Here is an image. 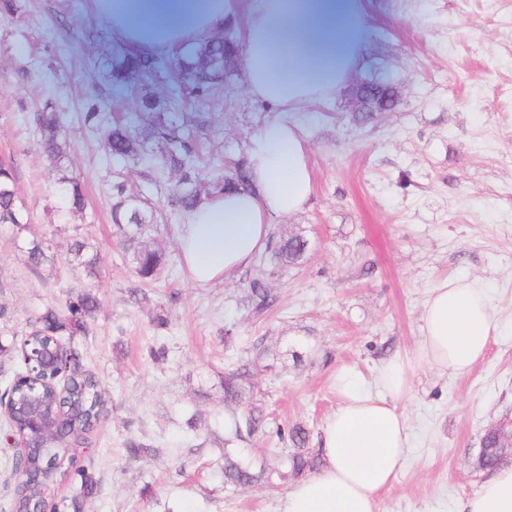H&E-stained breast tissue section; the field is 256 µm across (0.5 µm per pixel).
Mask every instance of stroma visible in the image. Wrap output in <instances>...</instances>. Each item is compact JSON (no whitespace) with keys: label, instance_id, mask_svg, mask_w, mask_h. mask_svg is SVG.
Masks as SVG:
<instances>
[{"label":"stroma","instance_id":"1","mask_svg":"<svg viewBox=\"0 0 512 512\" xmlns=\"http://www.w3.org/2000/svg\"><path fill=\"white\" fill-rule=\"evenodd\" d=\"M15 4L0 21V159L14 167L32 234L48 233L58 174L26 117L53 101L86 196L84 213L68 220L93 238L101 263L95 280L67 266L60 236L55 267L32 269L0 226V341L72 289L89 285L99 296L90 333L74 340L106 410L76 451L99 481L85 512H280L287 486L224 487L215 418L225 372L251 359L269 421L315 439L338 403L337 371L355 366L371 378L397 354L409 363V446L379 512H458L486 478L473 466L485 427L512 416V0H333L329 35L351 33L360 48L349 82L383 81L400 101L366 122L344 87L305 107L313 195L302 212L271 221L273 235L307 239L303 258L286 265L262 254L209 288L193 287L180 267L168 185L147 187L137 165L109 167L83 122L91 93L112 118L129 115L103 80L109 25L89 0ZM203 110L205 160L224 168L246 161L278 113L250 94L242 71ZM116 177L162 213L151 245L167 267L153 283L139 281L118 242ZM446 276L475 281L500 322L462 377L419 358L427 291ZM255 279L273 297L258 315L248 293ZM159 342L167 357L156 362L148 349ZM134 441L158 455L130 458Z\"/></svg>","mask_w":512,"mask_h":512}]
</instances>
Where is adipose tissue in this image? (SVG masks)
<instances>
[{
  "instance_id": "adipose-tissue-1",
  "label": "adipose tissue",
  "mask_w": 512,
  "mask_h": 512,
  "mask_svg": "<svg viewBox=\"0 0 512 512\" xmlns=\"http://www.w3.org/2000/svg\"><path fill=\"white\" fill-rule=\"evenodd\" d=\"M90 2L116 39L163 51L222 32L238 7L236 0H194L186 20L169 27L145 15L136 0ZM326 26L320 0H252L244 26L251 95L296 112L341 85L354 44L328 36ZM247 170L245 190L204 198L178 229L181 265L197 287L224 283L249 267L268 246L272 219L307 204L312 169L301 125L268 122L250 142ZM498 331L496 313L474 283L446 276L428 289L420 341L428 365L467 375ZM373 383L379 393L370 391ZM335 385L339 401L318 438L321 465L292 484L281 512H378L381 495L398 478L409 440L400 407L409 390L406 361L388 359L371 382L357 368H341ZM459 512H512V465L493 470Z\"/></svg>"
}]
</instances>
